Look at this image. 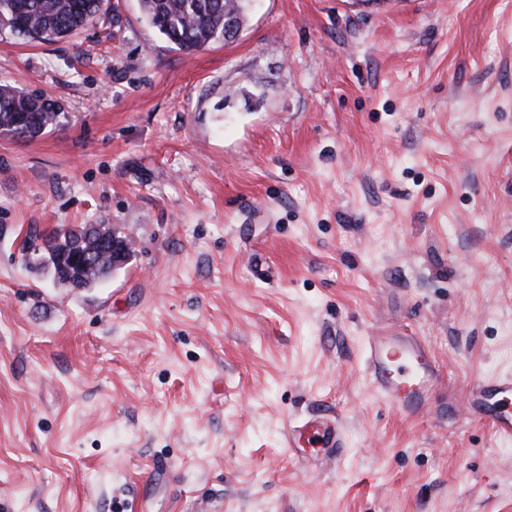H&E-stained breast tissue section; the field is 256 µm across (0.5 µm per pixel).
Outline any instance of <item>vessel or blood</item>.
Instances as JSON below:
<instances>
[{
  "mask_svg": "<svg viewBox=\"0 0 512 512\" xmlns=\"http://www.w3.org/2000/svg\"><path fill=\"white\" fill-rule=\"evenodd\" d=\"M367 376L380 395L407 416L429 406L441 379L439 366L418 337L403 333L379 334L368 339ZM444 419L480 421L490 425L504 440L512 439V375L503 374L469 384L465 406L448 405L440 413ZM288 448L305 446L320 449L333 459L343 446V434L336 420L321 419L289 424Z\"/></svg>",
  "mask_w": 512,
  "mask_h": 512,
  "instance_id": "vessel-or-blood-1",
  "label": "vessel or blood"
}]
</instances>
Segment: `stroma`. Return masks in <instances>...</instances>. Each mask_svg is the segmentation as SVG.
<instances>
[{"label":"stroma","mask_w":512,"mask_h":512,"mask_svg":"<svg viewBox=\"0 0 512 512\" xmlns=\"http://www.w3.org/2000/svg\"><path fill=\"white\" fill-rule=\"evenodd\" d=\"M0 84V512H512V442L401 415L367 338L422 337L433 402L512 370V0H252L184 53L139 0ZM109 224L97 288L27 233ZM339 419L332 461L288 423ZM60 112L51 101L8 86H0V134L21 131L25 137L57 124ZM112 253L114 266H122L125 264L126 251L122 246L113 244ZM112 253L103 254L100 266L97 269H91L80 274V289L94 288L104 279L106 275L112 273Z\"/></svg>","instance_id":"1"}]
</instances>
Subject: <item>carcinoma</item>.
I'll return each mask as SVG.
<instances>
[{
  "instance_id": "carcinoma-1",
  "label": "carcinoma",
  "mask_w": 512,
  "mask_h": 512,
  "mask_svg": "<svg viewBox=\"0 0 512 512\" xmlns=\"http://www.w3.org/2000/svg\"><path fill=\"white\" fill-rule=\"evenodd\" d=\"M142 11L164 40L179 51L193 53L224 40V21L242 28L246 0H140ZM104 0H0V32L26 41H55L92 23L102 13ZM59 112L51 101L8 86H0V134L20 132L35 136L57 124ZM91 225L63 226L42 238L28 235L25 244L43 254L56 269L55 257L63 242H83ZM112 273V254H103L100 266L80 274V288L97 286Z\"/></svg>"
}]
</instances>
